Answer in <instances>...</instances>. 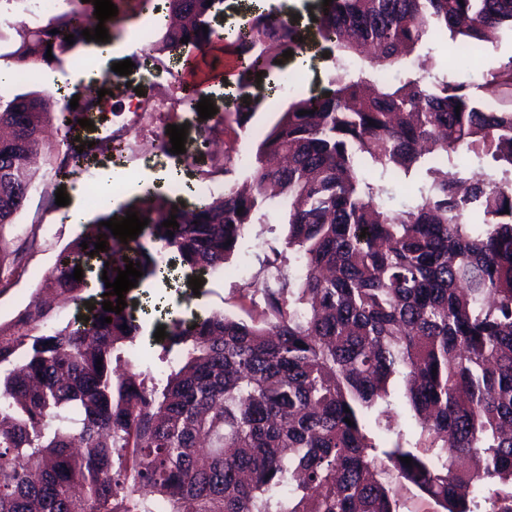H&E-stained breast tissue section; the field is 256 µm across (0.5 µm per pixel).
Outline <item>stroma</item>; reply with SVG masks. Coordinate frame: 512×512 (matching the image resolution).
<instances>
[{"instance_id": "obj_1", "label": "stroma", "mask_w": 512, "mask_h": 512, "mask_svg": "<svg viewBox=\"0 0 512 512\" xmlns=\"http://www.w3.org/2000/svg\"><path fill=\"white\" fill-rule=\"evenodd\" d=\"M154 13L152 5L145 0H125L124 17L112 26V34L117 35L120 49L119 60H131L134 64L131 74L120 76L112 69L111 63L100 62L93 58L89 46H81L79 56L85 61L83 70L74 65H64L60 70L65 80L64 97L84 96L92 91L108 89L109 95L104 102L109 110L103 125L94 135L105 138L111 130L126 127L130 148L123 155H115L111 149L97 151L87 168L69 177L54 174L56 161L49 152H42L39 166L44 175V183L28 202L25 211L16 224L1 231L9 251L15 261L8 269L0 271V322L6 323L25 309L36 293L44 272L54 263L61 248L80 232L81 227L67 221L65 207L56 205L57 189L71 190L81 187L84 193L97 191L101 174L107 170H119L125 175L122 182L114 186L111 198L105 204L91 201L87 204L89 216L112 214L123 218L126 211H140L144 207L142 198L131 195L130 186L145 175H154L156 180L167 178L171 170L181 172L184 182L195 184L199 181L197 167L187 159L185 153L173 154L160 152L155 143L156 135L170 125H187L185 146L193 148L195 140L203 130H210L216 144L215 158H223V143L236 139L237 152L234 156L236 171H243L248 165L256 141L253 131L269 128L284 111L295 93L308 94L326 85L333 69L329 61L321 59L316 52H309L305 64H298L293 58L283 59L261 74L260 81L254 82L251 91L266 97L262 106L255 111L248 130L241 135L224 129L217 120L218 113L224 112L231 104L230 96L235 91L237 63L234 57L224 59L226 77L224 81L208 86L204 92L217 110L214 117L200 119L196 107L177 108L175 111L134 112L129 110L128 95L133 85L139 84L145 73L143 62L160 33L153 27ZM299 71L301 81L296 89L284 87V77L291 71ZM286 230L281 223L280 214L274 213L268 222L251 225L237 257L230 262L224 274L210 277L201 290L200 296L209 308L224 311L235 317H245L246 312L239 298L240 287L260 268V264L270 247L283 246ZM188 289L181 282L170 285H158L149 290H132L129 303L142 310L143 334L134 346L135 352L146 353L147 359L141 362V369L150 371L156 377H163L168 364L162 361L160 347L153 345L152 337L161 326L162 319L153 309L155 299H163L165 305L181 315H189L185 301Z\"/></svg>"}]
</instances>
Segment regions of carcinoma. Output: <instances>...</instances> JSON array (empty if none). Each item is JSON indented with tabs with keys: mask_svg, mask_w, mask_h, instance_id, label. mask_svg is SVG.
I'll list each match as a JSON object with an SVG mask.
<instances>
[{
	"mask_svg": "<svg viewBox=\"0 0 512 512\" xmlns=\"http://www.w3.org/2000/svg\"><path fill=\"white\" fill-rule=\"evenodd\" d=\"M69 2L26 28L9 57L77 61L95 7ZM223 3L164 0L138 109L156 100L160 71L173 79L171 107L192 103L176 66L207 58L201 26ZM506 31L512 0H332L309 29L260 12L233 30L240 73L226 128L245 131L263 104L248 73L274 51L316 47L334 73L265 132L244 188L189 212L148 190L138 217L149 223L125 244L86 226L38 285L74 305L70 319L34 301L0 324V512H152L157 499L169 512H400V487L438 512H472L468 493L489 489L488 512H512V57L474 80L429 81L421 53L447 34L473 62ZM352 55L368 67L351 68ZM393 68L398 82L373 80ZM12 85L0 82V230L40 184L31 158L44 129L56 126L65 147L55 175H72L96 150L76 139L77 120L102 113L95 96L73 110ZM368 168L422 184L394 210ZM273 207L285 211L298 277L271 249L243 288L258 315L174 316L153 344L176 366L164 380L136 370L123 348L142 324L127 308L103 310L117 296L102 273L112 283L133 261L140 283L167 284L178 267L211 277ZM173 215L178 226H162ZM397 373L423 445L396 432L379 447L366 433L365 413L387 402Z\"/></svg>",
	"mask_w": 512,
	"mask_h": 512,
	"instance_id": "obj_1",
	"label": "carcinoma"
}]
</instances>
